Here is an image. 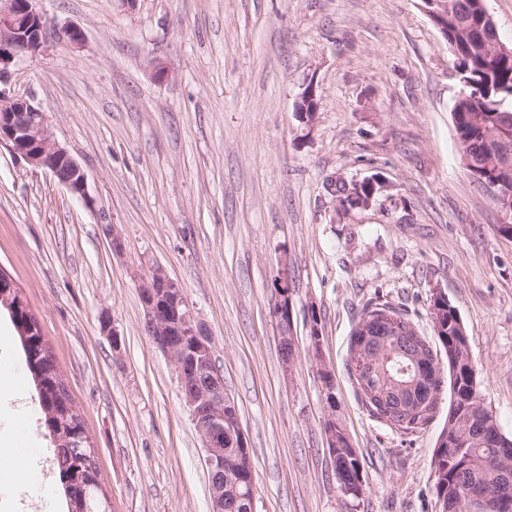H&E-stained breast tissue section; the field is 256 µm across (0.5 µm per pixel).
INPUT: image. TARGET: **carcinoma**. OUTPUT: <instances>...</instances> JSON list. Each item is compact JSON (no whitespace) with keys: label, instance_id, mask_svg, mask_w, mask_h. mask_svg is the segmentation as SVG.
Masks as SVG:
<instances>
[{"label":"carcinoma","instance_id":"cac0c4a2","mask_svg":"<svg viewBox=\"0 0 512 512\" xmlns=\"http://www.w3.org/2000/svg\"><path fill=\"white\" fill-rule=\"evenodd\" d=\"M479 0H448L450 14L458 21L470 17L480 21ZM457 68L466 81V94L476 97L483 108L474 112L465 101L455 104L456 132L461 160L474 164L476 179H497L512 192V139H508V165H500L502 147L490 140L500 122V114L512 111V54L489 56L488 51L477 43L456 55ZM434 307L443 311L440 329L435 332L439 349L444 351L448 363L462 360L455 377L449 379L455 392V403L448 406V416L461 410L462 401L477 391V377L465 360L468 359L469 338L464 326L459 324L454 309L447 302L437 299ZM20 332L26 366L38 393L44 415V425L54 442V460L59 480L67 500L68 512H110L109 502L99 482L95 451L75 448L72 432L84 428L81 414L76 408L53 355L36 318L22 313V319L12 317ZM426 337L411 346L390 340L382 348L372 352L365 350L361 373L353 372L362 395L363 407L368 415L404 432H413L426 424L434 409L432 386L439 380L423 377L416 372L400 373V367L412 364V359L427 353ZM454 427L467 429L477 435L492 429L480 420L459 414ZM436 467L446 470L443 478L435 480L436 493L442 502L459 504L464 512L467 497L473 486L487 489L495 487L504 471L512 473V462L504 464L495 449L482 440L466 449V461L459 464L448 455V449L437 448Z\"/></svg>","mask_w":512,"mask_h":512}]
</instances>
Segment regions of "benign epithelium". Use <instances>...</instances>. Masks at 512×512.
Returning a JSON list of instances; mask_svg holds the SVG:
<instances>
[{
    "label": "benign epithelium",
    "mask_w": 512,
    "mask_h": 512,
    "mask_svg": "<svg viewBox=\"0 0 512 512\" xmlns=\"http://www.w3.org/2000/svg\"><path fill=\"white\" fill-rule=\"evenodd\" d=\"M41 0H0V147L23 159L31 167L52 174L74 196L90 202L87 176L68 150L55 139L45 112L30 97L14 93L10 80L13 69L28 58L47 50L45 17ZM427 14L443 35H448V3L422 0ZM473 27L472 38L494 54L507 49L500 42L496 27ZM498 210L512 220V197L500 192L499 183L480 181ZM356 188L368 192L367 208L386 190V182L371 176L354 181ZM140 298L148 320L150 335L168 356L178 374L183 400L189 409L205 452L204 461L211 479L212 512H236L247 504V512H256V489L248 443L237 417L234 400L224 388V377L215 365L210 336L195 321L192 310L179 287L160 268L139 284ZM274 317L282 351V363L290 370L297 359L292 332L291 300L288 287L275 289ZM328 448L337 457L338 433L345 432L335 417L324 427ZM235 478L231 499L224 498V476ZM476 512H512V480L501 482L496 490L471 504Z\"/></svg>",
    "instance_id": "obj_1"
}]
</instances>
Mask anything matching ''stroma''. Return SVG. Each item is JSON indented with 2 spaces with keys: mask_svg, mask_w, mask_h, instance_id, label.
<instances>
[{
  "mask_svg": "<svg viewBox=\"0 0 512 512\" xmlns=\"http://www.w3.org/2000/svg\"><path fill=\"white\" fill-rule=\"evenodd\" d=\"M45 54L17 94L47 114L88 199L0 148V270L37 318L95 448L111 512H210L204 450L138 284L160 268L211 337L254 467L256 512H441L431 421L368 415L350 336L384 303L434 339L443 294L470 340L478 394L512 437V234L465 169L455 56L422 0H42ZM82 30L73 45L66 28ZM315 83L318 110L295 107ZM381 174L367 209L331 182ZM120 235L121 251L112 248ZM292 293L284 369L272 304ZM112 317L111 332L100 324ZM320 338L333 377L309 358ZM334 404H327V395ZM361 457L338 488L324 423Z\"/></svg>",
  "mask_w": 512,
  "mask_h": 512,
  "instance_id": "stroma-1",
  "label": "stroma"
}]
</instances>
